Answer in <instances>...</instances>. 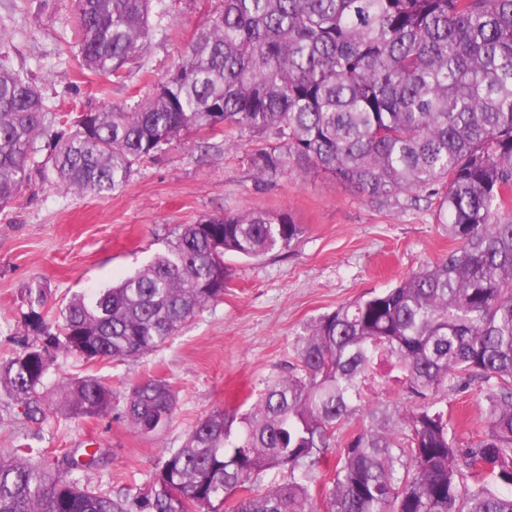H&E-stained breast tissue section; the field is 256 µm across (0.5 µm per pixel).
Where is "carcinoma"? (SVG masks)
<instances>
[{"instance_id": "1", "label": "carcinoma", "mask_w": 512, "mask_h": 512, "mask_svg": "<svg viewBox=\"0 0 512 512\" xmlns=\"http://www.w3.org/2000/svg\"><path fill=\"white\" fill-rule=\"evenodd\" d=\"M162 2L75 0L76 65L124 81ZM224 127L275 139L252 158L260 181L304 162L375 202L439 187L438 220L456 246L314 320L295 362L247 412L217 408L162 453L147 493H96L72 477L95 458L42 467L24 443L0 456V512H512V493L493 490L512 486V0H224L140 103L73 119L0 58V209L34 177L106 195L185 132ZM52 132L47 162L41 141ZM300 233L264 210L203 218L143 268L51 316L36 293L34 341L0 359V385L44 423L40 389L55 355L140 357L224 296L225 254L259 258ZM393 372L414 406L392 433L363 424L349 434L322 483L336 432ZM475 381L486 433L462 448L448 392ZM62 397L79 419L116 400L95 376L68 380ZM176 404L169 382L149 379L121 412L155 434ZM272 470L282 479L259 488Z\"/></svg>"}]
</instances>
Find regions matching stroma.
I'll list each match as a JSON object with an SVG mask.
<instances>
[{
	"mask_svg": "<svg viewBox=\"0 0 512 512\" xmlns=\"http://www.w3.org/2000/svg\"><path fill=\"white\" fill-rule=\"evenodd\" d=\"M166 3L162 30L119 84L73 65L72 0H0V22L11 31L0 49L62 112L133 105L221 0ZM236 137L231 129L186 134L134 165L125 185L106 196L53 190L35 180L0 210V357L32 339L25 321L31 286L42 285L48 307H58L73 294L130 275L163 250L180 225L210 215L282 211L302 227L290 248L256 260L225 256L231 276L223 298L199 309L155 351L127 361L58 357L48 379L52 386L94 375L125 395L150 378L170 382L177 405L161 433L136 432L117 406L95 419L56 414L36 424L0 387V454L26 442L44 463L66 456L83 461L74 476L94 491L145 492L163 450L180 447L195 422L214 409L247 410L262 381L293 362L295 339L311 321L393 287L453 247L447 226L436 220L438 196L374 203L309 164L260 182L250 158L264 141L251 138L236 149L230 145ZM486 406L475 383L449 394L448 418L458 442L483 438ZM92 455L97 463L90 467Z\"/></svg>",
	"mask_w": 512,
	"mask_h": 512,
	"instance_id": "35a3bbf8",
	"label": "stroma"
}]
</instances>
